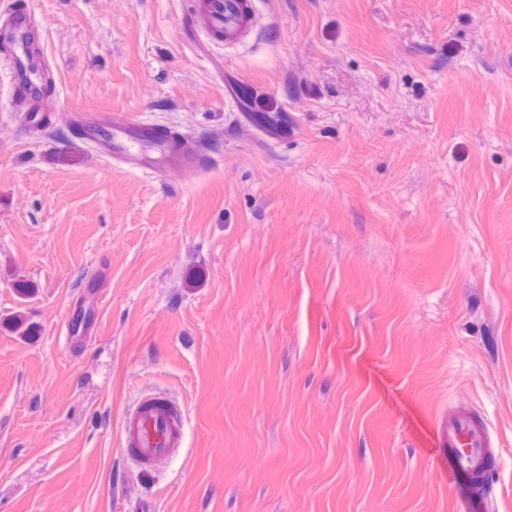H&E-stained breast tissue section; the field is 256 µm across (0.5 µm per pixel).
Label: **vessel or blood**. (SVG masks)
I'll return each instance as SVG.
<instances>
[{
  "label": "vessel or blood",
  "mask_w": 512,
  "mask_h": 512,
  "mask_svg": "<svg viewBox=\"0 0 512 512\" xmlns=\"http://www.w3.org/2000/svg\"><path fill=\"white\" fill-rule=\"evenodd\" d=\"M197 14L209 35L236 42L250 30L256 14L255 0H197ZM111 153L131 155L130 133L140 126L137 113L115 112L110 117ZM126 452L140 464L153 466L185 444V417L180 408L162 398L142 400L122 421ZM448 447V478L453 490L483 484L497 467L494 441L484 415L477 409L449 404L444 432Z\"/></svg>",
  "instance_id": "b4317fda"
}]
</instances>
